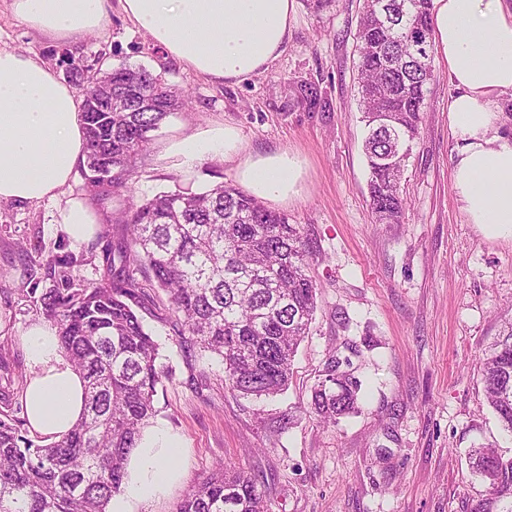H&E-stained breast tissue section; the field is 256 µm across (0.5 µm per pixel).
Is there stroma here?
<instances>
[{
	"label": "stroma",
	"instance_id": "35a3bbf8",
	"mask_svg": "<svg viewBox=\"0 0 512 512\" xmlns=\"http://www.w3.org/2000/svg\"><path fill=\"white\" fill-rule=\"evenodd\" d=\"M361 2L336 0L317 14L298 0L291 37L269 70L224 84L165 57L120 0H109L102 29L67 40L34 34L10 0H0V49L38 55L64 80L73 59L142 66L188 94V111L169 115L136 159L135 202L237 182L236 160L220 155L183 168L169 150L182 128L231 127L244 153L288 150L305 163L299 196L272 206L300 225L319 284L318 309L284 393L233 392L218 357L182 345L166 295L145 303L170 371L149 424L176 436L182 454L179 481L139 512H175L192 486L226 464L256 477L268 512H473L487 486L469 467V448L494 441L512 456L479 373L501 319L512 317V236L469 223L456 200L457 143L448 127L454 89L437 59L400 184L403 215L396 224L374 223L354 54ZM303 83L319 87L329 110L297 101ZM58 207L0 204V354L13 377L31 373L21 335L42 318L24 292L29 278H44L45 260L70 253L84 257L75 269L83 283L103 275L107 238L71 244ZM25 248L40 249L43 264H26ZM332 355L348 361L360 409L326 425L311 409V391Z\"/></svg>",
	"mask_w": 512,
	"mask_h": 512
}]
</instances>
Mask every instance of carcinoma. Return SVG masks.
Returning <instances> with one entry per match:
<instances>
[{
  "label": "carcinoma",
  "instance_id": "1",
  "mask_svg": "<svg viewBox=\"0 0 512 512\" xmlns=\"http://www.w3.org/2000/svg\"><path fill=\"white\" fill-rule=\"evenodd\" d=\"M429 4L362 3L358 105L367 129L369 205L380 224L398 222L404 210L400 183L433 78ZM87 71L70 64L72 81L84 90L112 76V100L126 108L104 121L99 112L84 114L83 175L97 194L110 195L127 187L149 133L187 100L144 67L112 68L93 82L85 80ZM296 96L327 107L310 84L298 86ZM144 97L156 106L141 107ZM394 151L398 164L387 161ZM117 225L119 238L103 250L98 285L74 277L82 262L74 255L57 261L49 287L30 283L33 302L56 326L65 357L85 380L84 412L61 439L40 445L22 434L27 420L14 415L10 393L0 392V512H107L166 378L160 344L136 311L152 291L168 296L178 335L222 359L232 391L273 396L292 377L318 294L299 225L232 183L200 193L162 192L130 207ZM341 365L330 356L312 392L313 412L326 423L357 409L358 382ZM481 372L486 402L512 437V320L485 349ZM469 459L487 484L474 512H512V458L487 444L470 450ZM175 512H265V501L256 478L221 467L193 486Z\"/></svg>",
  "mask_w": 512,
  "mask_h": 512
}]
</instances>
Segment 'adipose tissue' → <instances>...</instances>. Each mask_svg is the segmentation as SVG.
<instances>
[{
  "label": "adipose tissue",
  "instance_id": "adipose-tissue-1",
  "mask_svg": "<svg viewBox=\"0 0 512 512\" xmlns=\"http://www.w3.org/2000/svg\"><path fill=\"white\" fill-rule=\"evenodd\" d=\"M167 54L206 78L240 83L264 74L291 34L295 0H120ZM38 34L67 38L93 32L108 18L106 0H11ZM433 45L455 95L448 127L459 147L452 182L469 223L512 233V133L501 130L497 99L512 92V10L501 0H431ZM185 164L220 154L237 159V175L263 201L298 196L303 163L289 151L242 155L229 127L185 131L169 146ZM83 115L72 89L37 55L0 49V203L63 199L59 224L75 244L88 240L99 217L83 199L63 198L85 158ZM32 374L21 401L30 430L59 439L80 419L84 387L60 351L57 330L33 323L22 335ZM180 445L165 429L142 435L128 477L108 512H137L180 477Z\"/></svg>",
  "mask_w": 512,
  "mask_h": 512
}]
</instances>
